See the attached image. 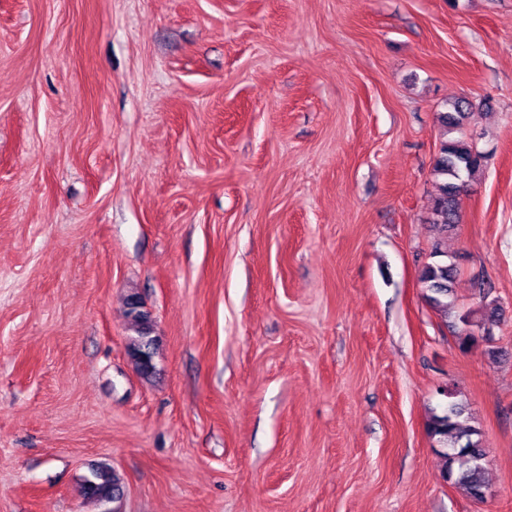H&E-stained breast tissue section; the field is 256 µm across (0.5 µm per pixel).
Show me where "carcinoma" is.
<instances>
[{
  "label": "carcinoma",
  "instance_id": "carcinoma-1",
  "mask_svg": "<svg viewBox=\"0 0 512 512\" xmlns=\"http://www.w3.org/2000/svg\"><path fill=\"white\" fill-rule=\"evenodd\" d=\"M470 103L466 99L448 104V111L439 113L442 139L433 162V174L437 178V196L432 207L430 223L440 234L446 235L460 224V201L467 180L484 166L487 154L480 151L472 139L459 135L469 118ZM419 275L428 303L439 313L448 315L455 309L452 284L457 267L448 255L442 241H437ZM126 315L136 332L127 346V355L136 371L144 378L153 376L156 370L154 357L159 338L150 335L151 318L141 303L131 298L127 302ZM459 336L462 346H467L473 326L497 323V308L485 309L479 320L471 314L458 316ZM465 407L456 401L448 403L441 415L432 414L428 434L440 443L446 452L444 477L451 484L462 487L475 501H483L482 494L488 490L486 480V449L481 431L466 423ZM124 481L112 465L107 462L90 464L89 474L83 478L84 498L96 504L101 512H120V498Z\"/></svg>",
  "mask_w": 512,
  "mask_h": 512
}]
</instances>
